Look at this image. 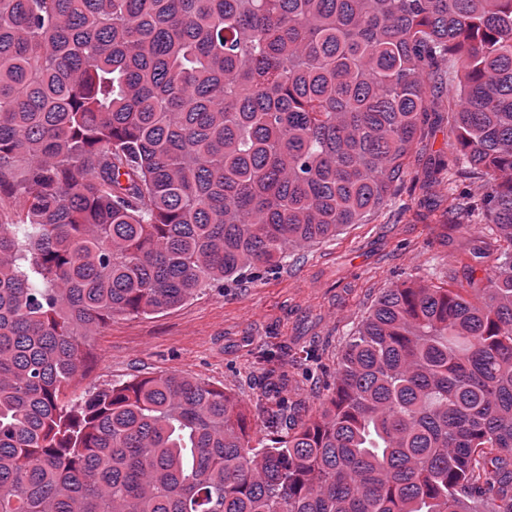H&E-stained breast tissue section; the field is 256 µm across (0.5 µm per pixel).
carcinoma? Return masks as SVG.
<instances>
[{"label":"carcinoma","mask_w":512,"mask_h":512,"mask_svg":"<svg viewBox=\"0 0 512 512\" xmlns=\"http://www.w3.org/2000/svg\"><path fill=\"white\" fill-rule=\"evenodd\" d=\"M450 56L486 287L383 289L270 439L181 374L60 401L112 318L370 220ZM0 512H512V0H0Z\"/></svg>","instance_id":"cac0c4a2"}]
</instances>
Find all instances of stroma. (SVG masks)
Returning a JSON list of instances; mask_svg holds the SVG:
<instances>
[{
  "label": "stroma",
  "mask_w": 512,
  "mask_h": 512,
  "mask_svg": "<svg viewBox=\"0 0 512 512\" xmlns=\"http://www.w3.org/2000/svg\"><path fill=\"white\" fill-rule=\"evenodd\" d=\"M425 128L409 175L368 223L290 251L277 271L203 289L171 310L114 317L89 338L87 370L66 398L176 373L239 397L255 431L263 418L254 404L268 392L287 397L292 421L306 419L332 386L340 345L383 288L412 279L454 288L471 276L483 279L494 264L492 249L471 257L485 233L484 177L442 168L453 140L443 103L431 106ZM452 190L465 206L450 216ZM270 350L280 356L274 377L261 361Z\"/></svg>",
  "instance_id": "35a3bbf8"
}]
</instances>
